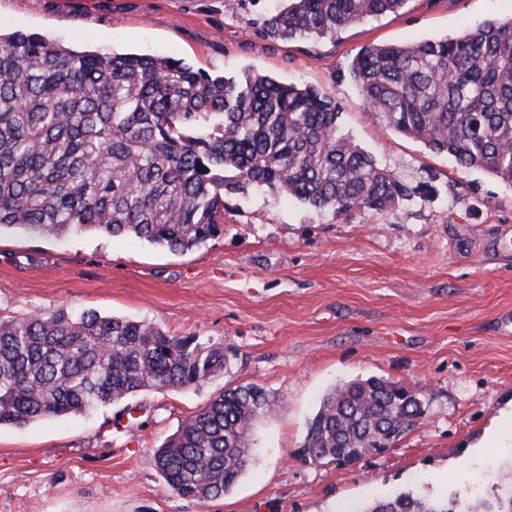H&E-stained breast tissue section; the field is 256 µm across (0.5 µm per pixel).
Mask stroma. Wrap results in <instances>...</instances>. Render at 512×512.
<instances>
[{
    "instance_id": "35a3bbf8",
    "label": "stroma",
    "mask_w": 512,
    "mask_h": 512,
    "mask_svg": "<svg viewBox=\"0 0 512 512\" xmlns=\"http://www.w3.org/2000/svg\"><path fill=\"white\" fill-rule=\"evenodd\" d=\"M281 0H0V31L75 50L169 56L212 75L316 88L336 124L423 193L396 210L316 211L247 188L224 195L205 244L173 253L82 233L0 235V316L66 308L146 320L232 356L198 389L151 391L90 415L0 426V512H357L372 498L445 495L512 468V438L488 432L512 409V185L458 166L382 126L342 76L365 45L411 44L512 18V0H409L333 37L265 32ZM414 389L420 425L350 464L303 455L322 396L355 378ZM243 383L279 401L253 462L223 498L177 496L154 448L202 405ZM139 409L140 426L124 415Z\"/></svg>"
}]
</instances>
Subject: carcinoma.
<instances>
[{"instance_id":"cac0c4a2","label":"carcinoma","mask_w":512,"mask_h":512,"mask_svg":"<svg viewBox=\"0 0 512 512\" xmlns=\"http://www.w3.org/2000/svg\"><path fill=\"white\" fill-rule=\"evenodd\" d=\"M279 40L333 37L409 0H286ZM347 74L383 125L512 184V18L437 40L370 44ZM318 91L242 80L170 57L75 51L0 33V230L99 232L172 252L220 230L224 192L252 185L336 214L394 210L414 194L336 125ZM224 348L87 310L0 318V425L85 414L140 391L197 389L224 375ZM276 407L253 384L213 397L153 451L178 496L229 493L253 460L252 430ZM418 394L368 377L323 395L308 424L311 463L382 453L420 423ZM358 512H512V482L440 499L408 491Z\"/></svg>"}]
</instances>
